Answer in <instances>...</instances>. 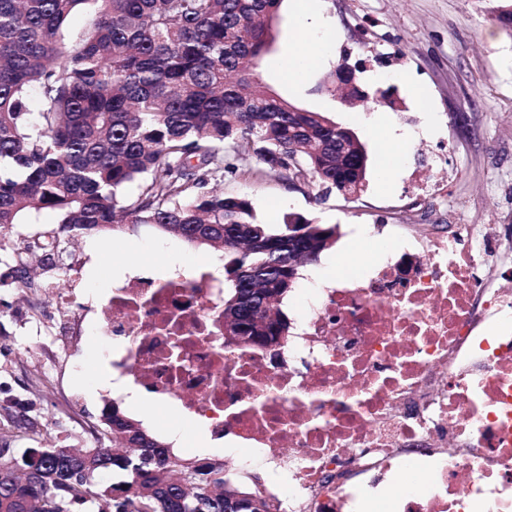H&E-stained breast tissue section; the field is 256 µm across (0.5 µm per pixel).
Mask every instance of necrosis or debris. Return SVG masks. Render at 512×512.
I'll return each instance as SVG.
<instances>
[{
	"label": "necrosis or debris",
	"mask_w": 512,
	"mask_h": 512,
	"mask_svg": "<svg viewBox=\"0 0 512 512\" xmlns=\"http://www.w3.org/2000/svg\"><path fill=\"white\" fill-rule=\"evenodd\" d=\"M461 224L307 291L288 340L224 331L205 269L113 283L93 321L113 380L288 474V512H512V280Z\"/></svg>",
	"instance_id": "necrosis-or-debris-1"
}]
</instances>
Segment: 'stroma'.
I'll list each match as a JSON object with an SVG mask.
<instances>
[{
	"label": "stroma",
	"instance_id": "obj_1",
	"mask_svg": "<svg viewBox=\"0 0 512 512\" xmlns=\"http://www.w3.org/2000/svg\"><path fill=\"white\" fill-rule=\"evenodd\" d=\"M311 17L283 0L277 41L262 59L258 77L297 106L322 112L352 130L368 151L362 190L354 196L322 198L317 188H291L282 181L249 176L225 178L228 193L248 195L259 222L277 225L300 214L338 228L335 244L299 269L282 310L298 323L301 292L335 280L342 265H371L375 245L399 239L405 225L424 224L436 235L459 224H499L512 236V36L493 22L492 12L512 0H309ZM308 32L320 52L300 79L289 80L288 59L302 50ZM356 67L367 98L346 105L319 83L341 65ZM391 89L394 106L377 102ZM406 133L401 157L383 156L386 130L377 115ZM444 179L424 208L415 198L427 181ZM53 215L38 224L14 225L0 236V407L25 410L35 431L11 438L12 447L37 448L46 440L83 446L99 424L107 369L101 362L105 337L72 312L68 335H58L57 309L48 290L76 291L101 301L113 279L132 267L161 279L175 267L223 264L224 254L161 234L143 224L127 225L119 237L91 231L70 244L63 265L41 271L34 288L7 276L4 259L16 239L52 228ZM82 270L72 280L70 267ZM81 402H74V391ZM125 415L163 441L180 432L175 454L233 461L232 477L246 487L270 484L273 472L245 448H205L199 424L161 408L148 411L121 402Z\"/></svg>",
	"mask_w": 512,
	"mask_h": 512
}]
</instances>
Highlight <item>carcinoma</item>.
Returning <instances> with one entry per match:
<instances>
[{"label":"carcinoma","mask_w":512,"mask_h":512,"mask_svg":"<svg viewBox=\"0 0 512 512\" xmlns=\"http://www.w3.org/2000/svg\"><path fill=\"white\" fill-rule=\"evenodd\" d=\"M283 0H0V229L44 212L58 227L17 248L51 265L64 240L150 224L224 250V326L240 344L288 335L270 315L293 288L288 265L321 254L336 226L257 220L227 176L298 177L326 196L360 192L367 151L322 112L293 113L255 77ZM85 11L83 28L64 25ZM257 158L258 167L248 166ZM85 455L49 444L25 458L0 448V512H280L241 489L215 459L183 458L124 415L103 411ZM118 471L123 480L99 478Z\"/></svg>","instance_id":"cac0c4a2"}]
</instances>
